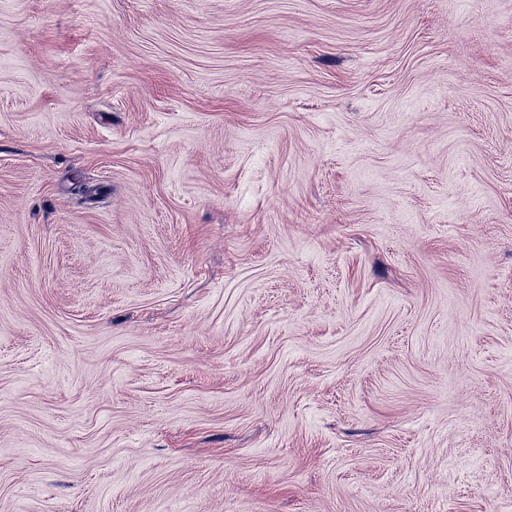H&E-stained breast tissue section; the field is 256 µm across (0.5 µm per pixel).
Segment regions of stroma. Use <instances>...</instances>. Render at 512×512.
I'll use <instances>...</instances> for the list:
<instances>
[{
    "label": "stroma",
    "mask_w": 512,
    "mask_h": 512,
    "mask_svg": "<svg viewBox=\"0 0 512 512\" xmlns=\"http://www.w3.org/2000/svg\"><path fill=\"white\" fill-rule=\"evenodd\" d=\"M0 512H512V0H0Z\"/></svg>",
    "instance_id": "stroma-1"
}]
</instances>
